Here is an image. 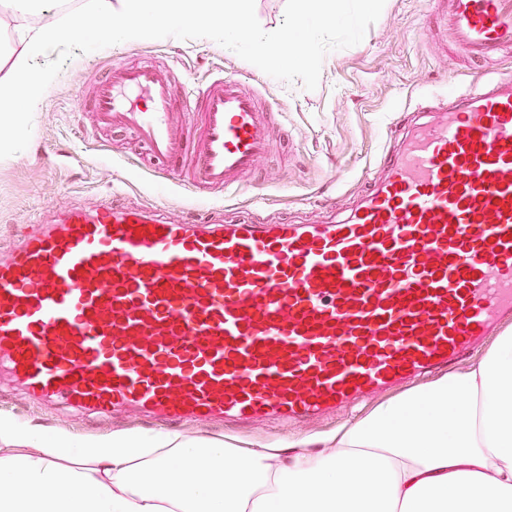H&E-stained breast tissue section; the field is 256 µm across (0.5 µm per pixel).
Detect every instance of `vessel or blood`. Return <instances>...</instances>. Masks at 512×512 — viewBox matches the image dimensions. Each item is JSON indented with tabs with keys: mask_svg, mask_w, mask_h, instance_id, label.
I'll return each mask as SVG.
<instances>
[{
	"mask_svg": "<svg viewBox=\"0 0 512 512\" xmlns=\"http://www.w3.org/2000/svg\"><path fill=\"white\" fill-rule=\"evenodd\" d=\"M474 88L396 123L365 194L314 224L172 219L117 199L27 225L0 256V378L29 400L152 426L297 423L396 390L512 321V0H433ZM100 126L198 194L238 191L270 113L233 76L176 112L170 71L110 67Z\"/></svg>",
	"mask_w": 512,
	"mask_h": 512,
	"instance_id": "obj_1",
	"label": "vessel or blood"
}]
</instances>
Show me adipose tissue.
<instances>
[{
    "label": "adipose tissue",
    "instance_id": "ef3b65f1",
    "mask_svg": "<svg viewBox=\"0 0 512 512\" xmlns=\"http://www.w3.org/2000/svg\"><path fill=\"white\" fill-rule=\"evenodd\" d=\"M12 432L0 512H512V330L475 367L380 404L329 448Z\"/></svg>",
    "mask_w": 512,
    "mask_h": 512
}]
</instances>
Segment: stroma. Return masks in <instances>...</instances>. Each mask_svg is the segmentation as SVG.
I'll return each instance as SVG.
<instances>
[{"label":"stroma","instance_id":"35a3bbf8","mask_svg":"<svg viewBox=\"0 0 512 512\" xmlns=\"http://www.w3.org/2000/svg\"><path fill=\"white\" fill-rule=\"evenodd\" d=\"M430 0H386L379 19L355 46L329 52L315 90L301 81L276 80L212 40L149 39L77 54L58 75L34 113L26 150L0 160V242L20 225L49 212L118 192L125 200L153 204L177 217L199 215L213 200L187 180L159 183L156 163L126 132L91 135L92 114L77 111V87L103 77L110 64L138 62L169 67L176 99L217 74L234 75L253 87L282 126L271 153L241 191L228 195L226 212L275 221L308 222L323 209L344 212L365 191L388 150L391 124L424 99L466 90L471 61L434 39ZM0 418L76 439L147 432V425L120 414L97 427L84 415L51 414L16 393H0ZM346 421H309L273 430L239 432L242 443L280 446L298 436L329 433Z\"/></svg>","mask_w":512,"mask_h":512}]
</instances>
